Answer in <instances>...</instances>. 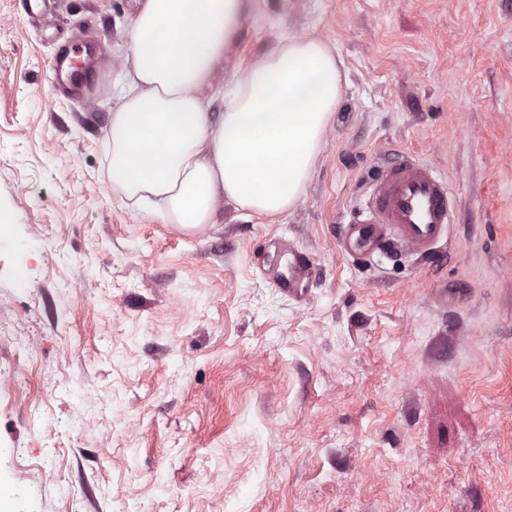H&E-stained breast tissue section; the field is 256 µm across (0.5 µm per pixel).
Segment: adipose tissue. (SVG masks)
Instances as JSON below:
<instances>
[{"label":"adipose tissue","instance_id":"ef3b65f1","mask_svg":"<svg viewBox=\"0 0 512 512\" xmlns=\"http://www.w3.org/2000/svg\"><path fill=\"white\" fill-rule=\"evenodd\" d=\"M131 68L118 87L108 176L121 198L165 224L213 223L217 199L264 217L303 197L340 101L334 50L314 36L288 37L256 56L220 94L211 86L238 33L247 0H137Z\"/></svg>","mask_w":512,"mask_h":512}]
</instances>
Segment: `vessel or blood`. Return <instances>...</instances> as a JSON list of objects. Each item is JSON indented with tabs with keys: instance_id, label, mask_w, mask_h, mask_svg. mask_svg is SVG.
Here are the masks:
<instances>
[{
	"instance_id": "1",
	"label": "vessel or blood",
	"mask_w": 512,
	"mask_h": 512,
	"mask_svg": "<svg viewBox=\"0 0 512 512\" xmlns=\"http://www.w3.org/2000/svg\"><path fill=\"white\" fill-rule=\"evenodd\" d=\"M80 49L79 37L66 41L54 72L57 78L91 90L99 73L78 66ZM454 207L447 177L432 165L404 155L383 168L369 184L363 208L342 225L337 242L347 254L380 257L399 246L434 262L439 258L440 245L448 238ZM272 246L275 251L291 254L292 260L287 270L268 269L270 283L285 295L304 298L305 285L312 276L309 259L294 252L284 239H275Z\"/></svg>"
}]
</instances>
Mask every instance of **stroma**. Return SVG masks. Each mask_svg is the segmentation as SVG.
<instances>
[{
  "label": "stroma",
  "instance_id": "obj_1",
  "mask_svg": "<svg viewBox=\"0 0 512 512\" xmlns=\"http://www.w3.org/2000/svg\"><path fill=\"white\" fill-rule=\"evenodd\" d=\"M136 0H0V512H512V0H248L202 97L312 33L342 98L303 200L197 233L127 207L106 150ZM88 34L91 97L54 89ZM410 153L458 199L440 261L337 237ZM280 237L315 277L273 288ZM81 37L72 36V39L66 41L57 54V65L54 69L57 79H66L79 89L87 88L88 93L95 89L98 82L99 73L93 68L80 67L77 64V58L81 49Z\"/></svg>",
  "mask_w": 512,
  "mask_h": 512
}]
</instances>
